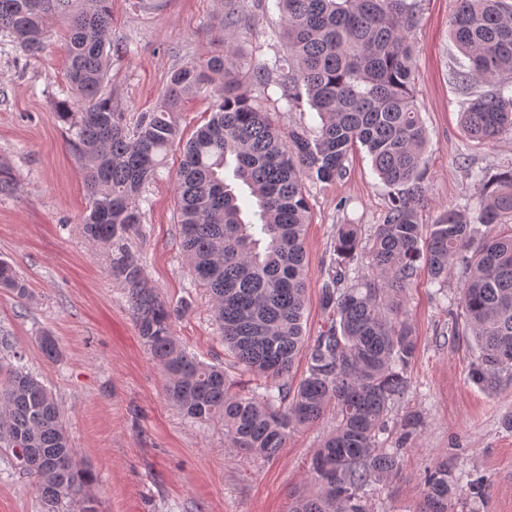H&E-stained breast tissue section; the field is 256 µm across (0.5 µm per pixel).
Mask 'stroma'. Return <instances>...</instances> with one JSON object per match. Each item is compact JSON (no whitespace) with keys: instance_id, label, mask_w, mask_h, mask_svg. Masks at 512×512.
<instances>
[{"instance_id":"35a3bbf8","label":"stroma","mask_w":512,"mask_h":512,"mask_svg":"<svg viewBox=\"0 0 512 512\" xmlns=\"http://www.w3.org/2000/svg\"><path fill=\"white\" fill-rule=\"evenodd\" d=\"M247 22L237 30L234 72L284 55L283 21L275 0H244ZM456 0H421L414 47V94L429 142L422 219L447 207L472 206L487 175L512 168V133L478 143L460 126L463 97L451 80L459 52L449 32ZM112 41L124 51L111 59L108 87L129 116L154 109L171 72L219 50L213 40L228 0H111ZM64 27L48 33L46 49L26 60L21 45L0 34V171L16 180L0 195V259L27 288L19 297L0 288V361L26 367L54 394L79 459L95 481L87 489L97 512H291L297 496L317 493L310 463L336 424L335 408L291 432L270 460L230 448L224 426L183 416L164 392L165 377L135 329L126 290L111 272L112 252L85 239L88 210L84 173L67 144L56 104L69 95ZM258 105L288 129L318 122L310 109H292L278 84L255 87ZM183 158L173 148L143 204L144 232L127 246L142 260L143 278L177 309L173 333L200 360L224 368L237 388L257 380L236 366L224 347L208 292L194 284L181 249L175 175ZM306 300L303 330L316 338L329 325L321 286L337 225L370 234L389 189L365 149L350 154L346 173L331 183L304 182ZM461 275L444 288L419 269L406 291L416 354L413 387L388 414L386 445L400 451L398 474L370 492L368 512H415L425 480L438 463L449 474L484 477L480 490L462 484L453 512H512V380L487 391L469 377L470 340L455 335ZM58 342L47 359L42 334ZM414 427H407V420ZM0 512H43L32 478L0 449Z\"/></svg>"}]
</instances>
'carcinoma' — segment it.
<instances>
[{
	"label": "carcinoma",
	"mask_w": 512,
	"mask_h": 512,
	"mask_svg": "<svg viewBox=\"0 0 512 512\" xmlns=\"http://www.w3.org/2000/svg\"><path fill=\"white\" fill-rule=\"evenodd\" d=\"M287 55L252 69L248 84L230 76L227 55L175 69L159 106L134 122L107 91L112 55L109 0H0V31L27 59L40 57L51 25L67 26V77L73 97L58 102L69 145L82 160L89 213L82 232L112 249V275L127 290L138 336L165 374L167 399L190 419L220 420L237 452L272 458L291 430L336 406V427L312 461L321 491L293 512H366L368 487L399 471L398 450L381 447L389 410L411 388L416 336L405 292L420 266L444 284L463 278L462 333L471 337V380L494 390L512 379V170L487 178L477 205L448 207L419 221L427 134L413 89L419 0H276ZM244 9L224 15L232 42ZM451 36L463 59L451 78L466 97L462 130L483 142L512 131V0H456ZM279 78L284 99L317 112L314 129L286 132L258 109L248 86ZM224 79L209 120L184 143L176 173L182 249L195 281L213 300L215 321L236 363L265 381L231 390L224 369L190 354L172 331L173 314L145 286L127 239L143 231L140 202L168 152L181 143L173 112L181 100ZM392 188L369 242L356 224L337 225L334 257L321 286L332 320L307 347L304 231L309 204L302 176L342 177L357 147ZM0 288L24 284L0 261ZM308 350L307 369L289 380ZM0 447L36 480L45 512H69L94 480L77 460L62 412L47 386L21 365L0 362ZM455 479L448 464L428 476L416 512H448Z\"/></svg>",
	"instance_id": "1"
}]
</instances>
